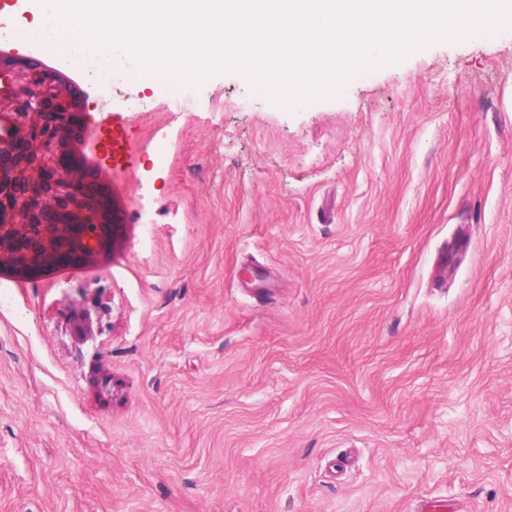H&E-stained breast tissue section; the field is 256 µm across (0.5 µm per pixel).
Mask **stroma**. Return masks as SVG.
<instances>
[{"mask_svg":"<svg viewBox=\"0 0 512 512\" xmlns=\"http://www.w3.org/2000/svg\"><path fill=\"white\" fill-rule=\"evenodd\" d=\"M140 72L111 251L0 269V512H512V19L312 107ZM103 315V310L94 303L85 301L75 309L72 316V333L82 344L92 338L93 323L98 322Z\"/></svg>","mask_w":512,"mask_h":512,"instance_id":"35a3bbf8","label":"stroma"}]
</instances>
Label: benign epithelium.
<instances>
[{
	"mask_svg": "<svg viewBox=\"0 0 512 512\" xmlns=\"http://www.w3.org/2000/svg\"><path fill=\"white\" fill-rule=\"evenodd\" d=\"M88 93L60 71L27 60L0 69V265L22 279L78 267L112 248V194L80 150L94 139ZM103 310L84 302L72 333L86 343Z\"/></svg>",
	"mask_w": 512,
	"mask_h": 512,
	"instance_id": "obj_1",
	"label": "benign epithelium"
}]
</instances>
